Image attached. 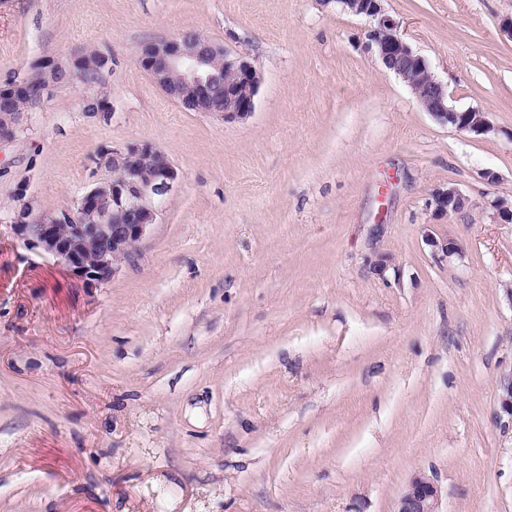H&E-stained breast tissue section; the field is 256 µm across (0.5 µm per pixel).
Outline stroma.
<instances>
[{
  "label": "stroma",
  "instance_id": "obj_1",
  "mask_svg": "<svg viewBox=\"0 0 512 512\" xmlns=\"http://www.w3.org/2000/svg\"><path fill=\"white\" fill-rule=\"evenodd\" d=\"M384 8L496 136L420 109L333 0H0V86L115 59L0 143V512H395L419 471L439 512H512V224L490 206L512 197V0ZM188 31L259 71L247 119L184 111L139 67ZM131 143L180 181L90 285L13 223ZM447 182L469 199L449 218ZM430 197L435 213L448 217L461 213L467 205V198L451 183L433 188Z\"/></svg>",
  "mask_w": 512,
  "mask_h": 512
}]
</instances>
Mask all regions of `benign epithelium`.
Instances as JSON below:
<instances>
[{"instance_id": "obj_1", "label": "benign epithelium", "mask_w": 512, "mask_h": 512, "mask_svg": "<svg viewBox=\"0 0 512 512\" xmlns=\"http://www.w3.org/2000/svg\"><path fill=\"white\" fill-rule=\"evenodd\" d=\"M344 13L369 22L367 49L384 68L413 91L418 104L434 119L477 135L495 132L487 113L458 111L448 104V85L427 60L414 53L389 16L382 0H334ZM137 60L154 84L188 112H209L226 120L251 115L261 85L256 68L242 56L198 33L147 42ZM54 75L36 89L20 80L0 88V142L14 138L24 113L14 110L24 99L36 111L71 69L50 63ZM98 164L112 177L94 183L73 205L51 214L22 211L14 229L28 244L54 258L68 272L94 284L110 280L118 265L133 255L137 244L155 223L159 205L179 181L169 159L151 145L129 144L122 150H101ZM429 205L437 214L455 216L467 198L453 184L437 186ZM498 399L512 416V372L500 377ZM440 487L425 473L414 474L395 512H439Z\"/></svg>"}]
</instances>
